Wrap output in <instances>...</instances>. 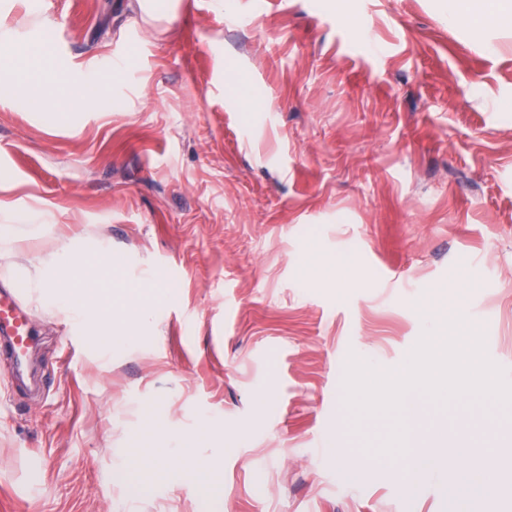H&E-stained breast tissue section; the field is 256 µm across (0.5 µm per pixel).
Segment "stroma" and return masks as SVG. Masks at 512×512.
<instances>
[{"label":"stroma","mask_w":512,"mask_h":512,"mask_svg":"<svg viewBox=\"0 0 512 512\" xmlns=\"http://www.w3.org/2000/svg\"><path fill=\"white\" fill-rule=\"evenodd\" d=\"M127 4L0 0V24L53 18L40 37L61 67H124L109 111L68 126L0 102L14 209L112 248L125 283L166 272L159 321L132 343L89 342L26 288L36 383L11 386L0 359V512H453L449 443L473 432L479 465L512 444V410L430 403L407 432L448 445L408 492L380 467L348 483L325 447L349 414L348 356L401 368L432 290L512 381V24L449 19L448 0H179L151 35ZM314 247L354 256L364 287L305 279ZM207 421L224 430L222 507L128 475ZM498 477L465 512H512V457Z\"/></svg>","instance_id":"35a3bbf8"}]
</instances>
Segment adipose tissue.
Instances as JSON below:
<instances>
[{"instance_id": "adipose-tissue-1", "label": "adipose tissue", "mask_w": 512, "mask_h": 512, "mask_svg": "<svg viewBox=\"0 0 512 512\" xmlns=\"http://www.w3.org/2000/svg\"><path fill=\"white\" fill-rule=\"evenodd\" d=\"M51 23V17L41 14L24 27L0 26V99L52 112L62 126L87 108L108 111L102 89L114 79V72L88 70L77 78L59 70L50 52L31 36L34 28ZM15 186L9 174L0 175V214L5 217L0 224V254H21L26 262L5 267L0 277L26 279L39 292L44 306L66 322L83 326L87 335L107 342L134 340L140 328L158 316L160 299L155 283L143 282L113 299L119 257L100 248L73 249L46 237L43 226L50 221L49 213L40 208L13 210L9 197ZM204 438L201 432L178 437L173 463L164 460L158 449H144L138 473L172 477L187 471L207 476L212 501L221 503L224 486L215 476L220 454H213L206 466L195 463Z\"/></svg>"}]
</instances>
